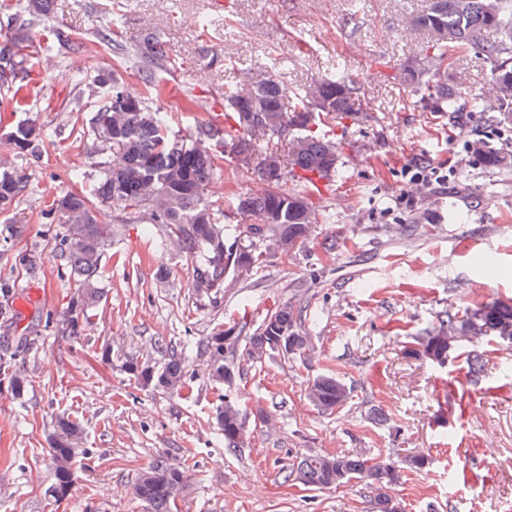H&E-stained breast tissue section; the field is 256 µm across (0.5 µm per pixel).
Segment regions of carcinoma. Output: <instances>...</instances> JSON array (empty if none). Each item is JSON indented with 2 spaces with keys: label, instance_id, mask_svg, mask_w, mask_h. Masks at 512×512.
Masks as SVG:
<instances>
[{
  "label": "carcinoma",
  "instance_id": "carcinoma-1",
  "mask_svg": "<svg viewBox=\"0 0 512 512\" xmlns=\"http://www.w3.org/2000/svg\"><path fill=\"white\" fill-rule=\"evenodd\" d=\"M426 5L409 23L427 34L418 53L399 61L395 68L403 83L415 92L431 91L433 108L444 112H473L492 115L493 121L512 125V0H425ZM50 0H26L24 13L17 14L14 34L0 47V87L23 89L29 72L28 45L24 31L41 24ZM475 51L489 65L493 98L475 97L467 82L448 75L456 61ZM140 71L148 82L155 71L167 68L169 57L163 43L147 37L132 49ZM288 61L274 64L268 76L253 83L244 76L224 91V125L199 124L186 135L172 132L159 109L129 96L117 81L98 80L108 86L90 117L94 154L103 175L95 195L103 203L143 210L146 228L165 224L169 238L188 253L193 267V287L201 295H217L250 277L265 261L267 251L288 256L309 240L316 223L314 204L303 201L335 181L340 166L336 141L324 130L322 117L361 111V88L343 71L309 83L285 103L282 74ZM46 134L33 125L20 124L6 138L20 160L39 156ZM288 140V154L270 148L274 140ZM472 152L492 168H512V150L498 149L483 140L470 144ZM239 158L249 156L247 168L263 188L241 193L223 203L210 200L205 189L214 175L216 154ZM303 190L281 188L284 169ZM28 176L12 163H0V210L11 208L24 194ZM249 215L264 225L266 242L258 244L244 234L239 224L226 223L227 210ZM61 215L55 240L63 269L79 287L71 295L66 311L58 319L62 335L77 340L82 318L102 297L97 287L101 261L112 246V225L101 223L82 194L68 193L56 204ZM26 231L22 213L0 228V240L11 241ZM301 311L284 302L267 315L261 327L247 334L245 318L224 329L218 327L197 345L206 357L204 373L215 383L231 387L236 379L230 360L240 343L246 354L262 359L278 351V341L288 343L286 353L303 357L312 351L311 337L301 330ZM509 337L512 342V305L499 301L480 305L473 311L440 316L416 337L413 353L445 364L462 343L476 345L487 337ZM469 374L479 380L484 374L482 354L467 356ZM123 368L143 388L178 393L187 384L186 356L172 350L164 361L151 363L126 358ZM27 384L24 366L16 357L0 359V390L21 395ZM308 401L323 413H333L352 402L353 390L340 379L324 375L306 389ZM217 429L226 448H242L249 440L243 412L236 400L224 395L217 415ZM82 444L78 425L59 416L51 435L50 455L54 503L65 501L76 482L75 459ZM428 464L422 454L394 458L368 457L353 451L336 454L310 453L293 467L291 474L312 490L345 486L355 480L373 494L378 512H397L399 501L392 490L404 472ZM191 471L159 459L138 475L134 494L148 512H174L181 490Z\"/></svg>",
  "mask_w": 512,
  "mask_h": 512
}]
</instances>
